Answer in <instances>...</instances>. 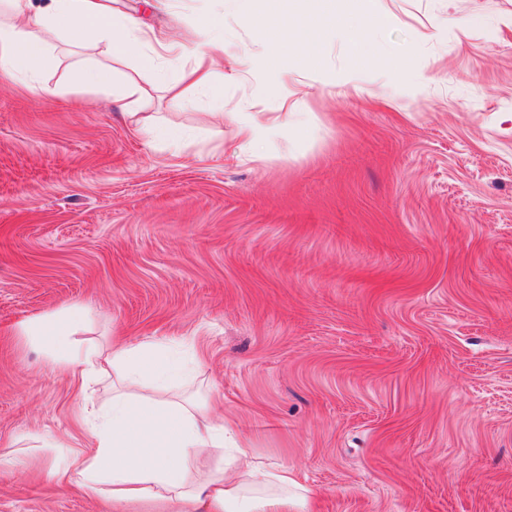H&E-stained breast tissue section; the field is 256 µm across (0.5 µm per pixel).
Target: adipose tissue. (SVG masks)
<instances>
[{"label": "adipose tissue", "mask_w": 512, "mask_h": 512, "mask_svg": "<svg viewBox=\"0 0 512 512\" xmlns=\"http://www.w3.org/2000/svg\"><path fill=\"white\" fill-rule=\"evenodd\" d=\"M277 51L289 50L312 60L323 35H332L357 61L372 59L379 33L390 20L377 12L375 0H266L263 13L247 17ZM200 36L190 62L177 79H168L166 58L182 59L183 43L157 37L134 16L115 10L113 0H0V75H25L32 89L50 93L41 81L42 63L51 38L65 33L83 43L90 32L111 34L114 58L138 57L173 98L185 88L214 90L216 67L224 56V35L212 15L196 21ZM83 315L68 308L22 322L17 330L47 360L62 369L78 368L80 379L103 366L118 378L102 422L91 423L89 452L69 455L66 469L93 494L134 505L157 503L173 512H314V497L287 467L251 461L223 421L212 416L201 398L176 400L169 390L193 379L191 370L167 347L143 342L110 351L101 345L80 347L75 337ZM230 449L206 473H194L198 456Z\"/></svg>", "instance_id": "obj_1"}]
</instances>
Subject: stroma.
Returning <instances> with one entry per match:
<instances>
[{
    "label": "stroma",
    "mask_w": 512,
    "mask_h": 512,
    "mask_svg": "<svg viewBox=\"0 0 512 512\" xmlns=\"http://www.w3.org/2000/svg\"><path fill=\"white\" fill-rule=\"evenodd\" d=\"M377 4L381 61L327 37L283 89L242 22L262 0H115L189 44L197 16L221 18L226 116L179 149L77 83L97 39L56 41L43 77L67 94L0 77V512L124 509L54 470L114 378L80 388L20 341L63 307L85 311L82 343H170L318 512H512V0ZM405 54L411 81L388 82ZM139 82L166 125L211 109ZM295 110L263 160L236 156L233 115ZM29 435L55 445L17 447Z\"/></svg>",
    "instance_id": "stroma-1"
}]
</instances>
